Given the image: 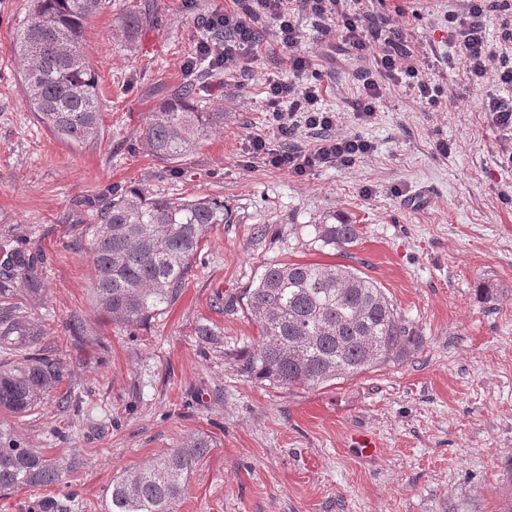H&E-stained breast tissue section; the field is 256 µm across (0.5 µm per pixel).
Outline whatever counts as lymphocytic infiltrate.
<instances>
[{
    "instance_id": "obj_1",
    "label": "lymphocytic infiltrate",
    "mask_w": 512,
    "mask_h": 512,
    "mask_svg": "<svg viewBox=\"0 0 512 512\" xmlns=\"http://www.w3.org/2000/svg\"><path fill=\"white\" fill-rule=\"evenodd\" d=\"M235 9L217 12L204 24L206 36L198 38L194 55L185 64L194 69L197 61L208 62L211 69L234 75L245 69L260 40L256 26L272 21L277 43L288 55L289 67L301 76V83H286L270 78L266 81L267 122L271 134L252 133L247 137L250 158L262 160L277 170L296 176H307L325 166L350 167L370 154L372 143L364 137L341 135L336 131L338 115L322 107L323 90L312 59L299 53L301 33L295 23L296 9L308 11L315 20L321 41L341 40L346 51L364 54L378 46L376 73L358 74L359 96L353 107L359 120L372 118L381 102L380 78L415 91L422 103L437 106L441 89L430 77L421 74L414 53L403 42L402 27L390 19H375L365 13H348L341 0H234ZM500 0H468L464 15H449L459 37L457 55L472 78H483L495 70L500 85L512 87V61L494 60L488 49L483 20L486 14L500 8ZM221 29L222 38L215 39L211 30ZM316 132L310 147H291L287 140L299 129Z\"/></svg>"
}]
</instances>
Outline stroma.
Wrapping results in <instances>:
<instances>
[{"instance_id":"35a3bbf8","label":"stroma","mask_w":512,"mask_h":512,"mask_svg":"<svg viewBox=\"0 0 512 512\" xmlns=\"http://www.w3.org/2000/svg\"><path fill=\"white\" fill-rule=\"evenodd\" d=\"M149 8L126 39V8ZM467 0H346L348 10L399 15L415 55L435 64L439 106L383 83L374 119L357 120L358 71L373 69L321 42L300 13L301 51L320 74L338 129L374 150L348 169L304 177L249 159L246 138L266 125L265 81L294 78L276 52L275 27L246 71L225 78L183 64L224 0H112L89 19L82 47L97 76L103 133L70 144L23 103L14 38L29 0H0V247L34 256L44 291L31 320L68 374L35 414L0 412V430L76 461L40 490L0 497V512H31L44 497L75 495V512H107L123 469L158 459L186 438L212 446L194 467L177 512H502L512 499V167L484 109L512 88L487 74L473 85L448 38V16ZM196 103L224 123L177 164L155 160L139 136L150 112L186 79ZM447 141V153L437 149ZM143 185L168 196L223 199L179 299L134 328L92 302V266L80 215L92 222L105 194ZM357 224L358 244L319 251L314 224ZM344 264L375 280L422 338L402 361L315 389H285L241 375L237 360L257 326L243 296L266 265ZM492 296L479 298V285ZM81 321L85 332L72 335ZM215 332L199 342L198 325ZM71 393L78 409L60 410ZM373 438L365 459L353 437Z\"/></svg>"}]
</instances>
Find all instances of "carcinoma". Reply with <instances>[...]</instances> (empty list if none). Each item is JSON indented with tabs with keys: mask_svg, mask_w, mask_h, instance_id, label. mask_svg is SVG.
<instances>
[{
	"mask_svg": "<svg viewBox=\"0 0 512 512\" xmlns=\"http://www.w3.org/2000/svg\"><path fill=\"white\" fill-rule=\"evenodd\" d=\"M112 0H31L15 39L23 102L55 137L83 144L101 135L98 81L81 39L86 21ZM132 40L142 28L138 9L118 19ZM196 86L181 85L151 113L141 145L156 160L175 163L224 124V113L193 106ZM224 202L184 199L131 187L104 197L82 237L93 268L92 301L112 323L131 328L181 295L204 238L224 224ZM319 249L340 250L361 240L358 224H314ZM0 272V410L32 414L58 388L64 364L42 347L44 331L14 302V284L27 299L41 295L34 258L9 251ZM258 340L242 360L248 378L288 389L316 388L403 360L420 337L397 313L376 281L356 268L308 262L273 263L247 292ZM211 443L189 437L145 467L112 480L109 512H175L188 478ZM72 463L0 432V493L59 483Z\"/></svg>",
	"mask_w": 512,
	"mask_h": 512,
	"instance_id": "1",
	"label": "carcinoma"
}]
</instances>
